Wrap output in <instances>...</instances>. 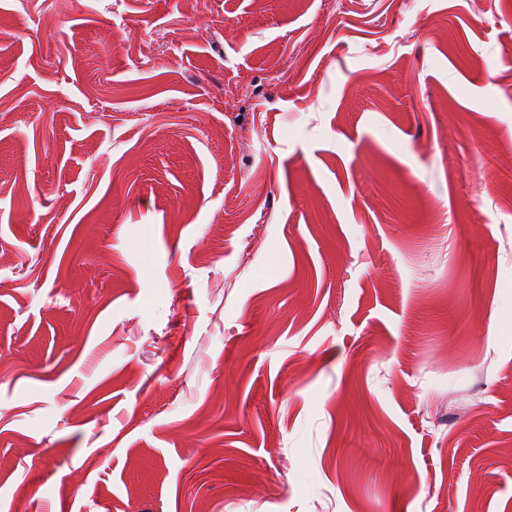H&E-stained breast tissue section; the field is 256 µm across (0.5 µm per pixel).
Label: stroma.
<instances>
[{"label":"stroma","mask_w":512,"mask_h":512,"mask_svg":"<svg viewBox=\"0 0 512 512\" xmlns=\"http://www.w3.org/2000/svg\"><path fill=\"white\" fill-rule=\"evenodd\" d=\"M0 512H512V0H0Z\"/></svg>","instance_id":"obj_1"}]
</instances>
